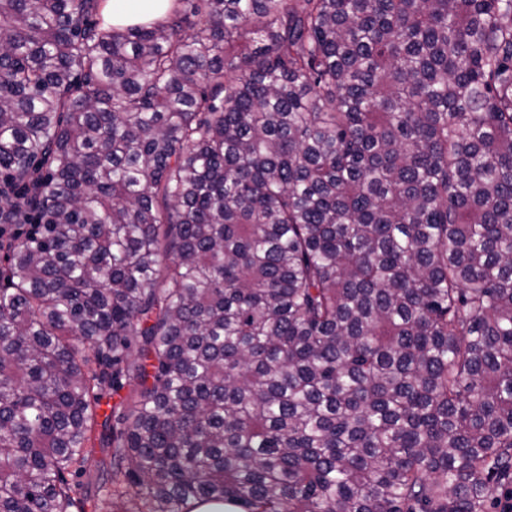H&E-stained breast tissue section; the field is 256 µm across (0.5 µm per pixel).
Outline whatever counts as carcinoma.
Wrapping results in <instances>:
<instances>
[{
    "instance_id": "carcinoma-1",
    "label": "carcinoma",
    "mask_w": 512,
    "mask_h": 512,
    "mask_svg": "<svg viewBox=\"0 0 512 512\" xmlns=\"http://www.w3.org/2000/svg\"><path fill=\"white\" fill-rule=\"evenodd\" d=\"M101 2L0 0V512H495L512 0ZM171 0H106L104 15L112 25L133 26L162 17ZM112 17L111 19H108Z\"/></svg>"
}]
</instances>
